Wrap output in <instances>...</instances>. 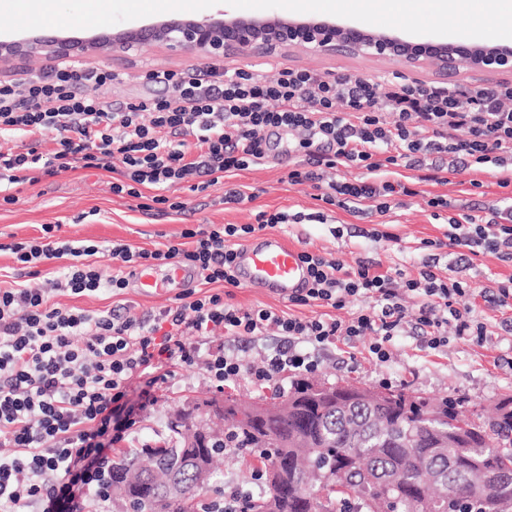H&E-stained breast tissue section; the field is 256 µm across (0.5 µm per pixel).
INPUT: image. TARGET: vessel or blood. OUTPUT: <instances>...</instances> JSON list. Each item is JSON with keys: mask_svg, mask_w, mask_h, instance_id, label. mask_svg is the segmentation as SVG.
<instances>
[{"mask_svg": "<svg viewBox=\"0 0 512 512\" xmlns=\"http://www.w3.org/2000/svg\"><path fill=\"white\" fill-rule=\"evenodd\" d=\"M132 277L141 296L164 294L166 280L154 267L134 268ZM237 277L246 287L285 299L305 286L308 273L299 250L277 234H267L243 244L237 250Z\"/></svg>", "mask_w": 512, "mask_h": 512, "instance_id": "obj_1", "label": "vessel or blood"}]
</instances>
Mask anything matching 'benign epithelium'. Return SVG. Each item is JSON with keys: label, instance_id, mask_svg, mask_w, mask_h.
I'll return each instance as SVG.
<instances>
[{"label": "benign epithelium", "instance_id": "obj_1", "mask_svg": "<svg viewBox=\"0 0 512 512\" xmlns=\"http://www.w3.org/2000/svg\"><path fill=\"white\" fill-rule=\"evenodd\" d=\"M160 42L173 51H189L198 57L223 58L238 54H281L290 47L332 54L345 52L401 62L412 69L434 65L444 73L461 70L481 73L512 72V47L490 43L451 44L433 40H408L378 32L364 25H341L317 18L297 19L278 15L244 17L220 10L202 19L166 21L112 35H100L81 42L57 36L19 41H0V62L38 56L46 61L63 59L72 53L107 51L115 46L130 50ZM343 393L350 402H380L385 394L363 388H324ZM233 410L236 418L248 421L279 410L275 405H245L232 399L209 406L210 418L224 421Z\"/></svg>", "mask_w": 512, "mask_h": 512}]
</instances>
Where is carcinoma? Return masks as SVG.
Instances as JSON below:
<instances>
[{
	"label": "carcinoma",
	"mask_w": 512,
	"mask_h": 512,
	"mask_svg": "<svg viewBox=\"0 0 512 512\" xmlns=\"http://www.w3.org/2000/svg\"><path fill=\"white\" fill-rule=\"evenodd\" d=\"M388 404L343 405L307 379L291 383L281 410L229 429L236 446L259 454L281 485L241 504L242 512H512V396L483 424L418 396L391 392ZM470 430L459 438L452 421ZM186 414L164 445L112 461V499L134 512H195L224 435L192 446Z\"/></svg>",
	"instance_id": "cac0c4a2"
}]
</instances>
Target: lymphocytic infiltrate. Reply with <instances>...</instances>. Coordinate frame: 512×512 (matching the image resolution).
<instances>
[{"instance_id": "obj_1", "label": "lymphocytic infiltrate", "mask_w": 512, "mask_h": 512, "mask_svg": "<svg viewBox=\"0 0 512 512\" xmlns=\"http://www.w3.org/2000/svg\"><path fill=\"white\" fill-rule=\"evenodd\" d=\"M151 78L167 86V95L126 107L78 89L82 80L111 84L108 70L79 74L63 66L20 84L0 81V132L57 133L45 152L0 151V199L15 203V185L81 167L109 173L113 193L179 211L185 204L174 200V192L203 193L265 164L268 138L285 130L303 158L302 167L289 171V183H314L319 201L352 213L371 200L387 213L389 197L414 196L417 185L438 180L443 168L426 163L430 154L498 166L501 207L487 217L449 218L432 245L512 250V166L504 163L512 157V83L415 81L385 90L367 78L336 80L304 68H285L272 78L243 69L162 71ZM401 166L413 177L391 178V168ZM342 167L363 175L324 181V172ZM303 219L261 211L252 224L184 229L181 242L154 250L67 239L56 224L43 225L40 238L7 244L25 268L60 259L65 265L48 287H0V446L11 449L0 455V512L32 505L37 512H79L87 497L108 500L112 449L152 404L150 389L166 380V367L202 361L214 382L246 374L263 386L286 372L316 373L321 363L309 348L339 340L370 337L369 356L387 361L394 336L407 324L433 350L452 335L467 341L485 336L475 309L460 303L470 291L467 281L429 268L409 278L400 269L383 271L369 261L350 264L324 253H303L309 286L290 298L294 305L319 307V315L227 302L224 288L237 284V240ZM99 255L112 263L110 278H102L94 262ZM147 264L194 267L206 289L141 318L117 307L93 315L50 301L54 291L84 295L107 287L120 294L128 272ZM352 299L360 301L358 311L336 318ZM216 334L238 340L273 334L282 344L258 363L224 352L202 355L195 337Z\"/></svg>"}]
</instances>
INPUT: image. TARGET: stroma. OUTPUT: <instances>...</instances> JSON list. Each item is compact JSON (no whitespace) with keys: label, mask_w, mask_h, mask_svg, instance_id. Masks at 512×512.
Returning <instances> with one entry per match:
<instances>
[{"label":"stroma","mask_w":512,"mask_h":512,"mask_svg":"<svg viewBox=\"0 0 512 512\" xmlns=\"http://www.w3.org/2000/svg\"><path fill=\"white\" fill-rule=\"evenodd\" d=\"M72 65L77 70L109 69L116 79L112 84L96 86L81 84L83 92L101 97L104 101L123 105L136 102L147 95L165 94L163 84L150 81L149 75L160 71L213 68L233 71L244 69L274 77L282 68H307L328 74L336 79L365 76L389 85L400 81L411 83L442 82L446 84H473L493 86L512 83V73L480 74L459 72L441 73L435 66L409 69L393 60H380L339 53L315 55L302 48L291 49L287 58H227L212 61L196 58L190 53L173 54L164 47L152 44L141 51L111 56L74 54ZM300 157L289 146L288 139L276 144L266 166L239 172L232 176L235 184L255 187L257 197L244 205L224 201L223 187L204 193L180 190L179 197L186 207L180 212L158 215L141 210L137 199L114 194L110 179L98 170L78 169L45 178L41 183L15 188L17 203L0 204V244L11 238L40 237L42 227L57 224L61 233L71 239H89L107 246L121 241L135 248L155 249L178 240L181 231L209 224H251L258 212L309 213L323 209L326 223L279 224L274 231L296 245L300 250L329 253L346 262L362 258L381 268H399L406 275L417 276L424 263L435 262L436 273L448 275L455 258L447 250L427 247L430 239L442 237L447 230V218L474 211L485 217L498 205L502 190L496 184V168L486 164L475 172L458 168L449 174L447 182L421 185L414 197H398L387 214L367 210L355 214L328 206L319 207L313 184H289L287 175ZM480 180L482 189H473L471 180ZM439 196L447 200L446 208L432 212L429 198ZM388 222L389 230L401 238L400 247L371 237L370 232L381 222ZM471 287L465 304L483 309L491 331L483 343L477 344L449 338L447 347L439 351L422 349L412 330L393 340V356L389 362L373 361L365 350L364 341L336 343L323 356L321 368L315 374L318 381L330 385L357 384L373 390L399 391L412 396L448 399L458 403L474 417L487 418L489 410L504 397L512 396V334L501 328L512 312L486 305L483 295L496 290L499 283L512 277V259L494 254L475 257L473 267L462 274ZM175 294L146 299L136 289L125 288L121 295L103 289L93 295L76 296L67 293L54 295L53 301L61 307L99 312L115 306L126 307L129 314L139 317L174 305ZM291 373L282 374L277 387H258L249 378L217 387L203 364L175 368L173 374L157 390V401L141 414L137 431L129 442L116 445L113 455L128 448L145 445L157 447L168 436V425L176 412L192 413L201 419L206 415L204 401L233 395L238 400L251 402L261 397L286 398ZM258 463L254 455L236 449H227L218 465L217 474L203 496L204 503H220L225 492L235 487L260 491L252 471Z\"/></svg>","instance_id":"stroma-1"}]
</instances>
